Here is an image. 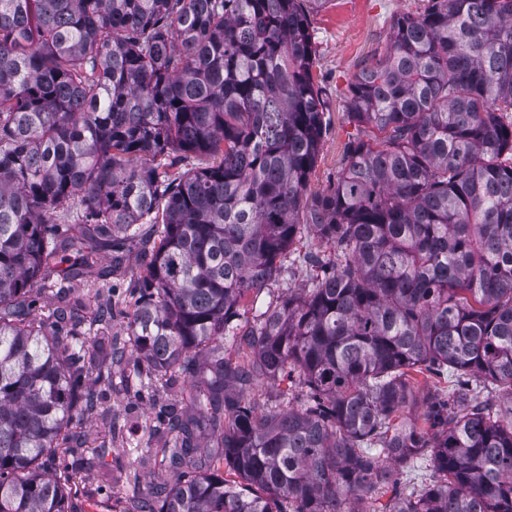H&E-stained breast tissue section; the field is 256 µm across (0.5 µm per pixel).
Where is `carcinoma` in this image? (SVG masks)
<instances>
[{
	"label": "carcinoma",
	"instance_id": "obj_1",
	"mask_svg": "<svg viewBox=\"0 0 512 512\" xmlns=\"http://www.w3.org/2000/svg\"><path fill=\"white\" fill-rule=\"evenodd\" d=\"M326 2L0 0V512H79L60 454L101 405L84 377L112 385L130 350L126 384L191 386L162 449L181 478L133 512H367L382 488L381 512H512V0L399 14L349 85L345 164L310 196ZM145 224L129 345L89 358L112 299L79 316L65 283ZM305 231L329 249L296 257L311 287L241 325ZM35 288L57 299L39 315ZM424 371L448 395L418 398ZM259 379L303 402L244 398Z\"/></svg>",
	"mask_w": 512,
	"mask_h": 512
}]
</instances>
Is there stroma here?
Instances as JSON below:
<instances>
[{
    "label": "stroma",
    "instance_id": "35a3bbf8",
    "mask_svg": "<svg viewBox=\"0 0 512 512\" xmlns=\"http://www.w3.org/2000/svg\"><path fill=\"white\" fill-rule=\"evenodd\" d=\"M421 6L422 0H326L311 14L317 49L314 74L326 87L330 106L329 124L310 176L309 194L325 192L344 163V146L355 133L354 127L343 119L344 100L354 75L384 55L396 15L419 10ZM152 242L150 229H143L141 238L129 243L123 260L105 277L112 287L109 334L113 344L123 345L130 335L123 310L134 299L133 290L140 278L139 256ZM316 274V267L310 265L284 264L278 280L268 290L244 301L246 319L254 320L258 311L284 289L307 287ZM87 382L103 392L104 397L98 411L83 418L80 430L89 442L108 437L112 446L101 468L89 467L85 457L68 456L70 496L79 512H127L132 498L161 483L175 484L178 479L177 472L163 468L159 460L135 459L129 447H165L168 437L158 421V413L180 407L187 397L189 383L180 375L148 389H109L92 376Z\"/></svg>",
    "mask_w": 512,
    "mask_h": 512
}]
</instances>
